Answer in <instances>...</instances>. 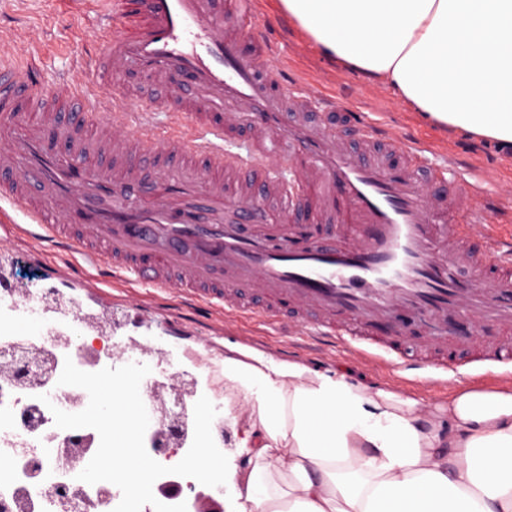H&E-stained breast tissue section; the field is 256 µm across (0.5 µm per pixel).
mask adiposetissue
I'll list each match as a JSON object with an SVG mask.
<instances>
[{"label":"adipose tissue","instance_id":"obj_1","mask_svg":"<svg viewBox=\"0 0 512 512\" xmlns=\"http://www.w3.org/2000/svg\"><path fill=\"white\" fill-rule=\"evenodd\" d=\"M278 6L324 54L438 124L512 144V0ZM222 368L225 512H512L510 380L456 385L434 409L247 345Z\"/></svg>","mask_w":512,"mask_h":512}]
</instances>
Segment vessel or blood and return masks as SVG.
Returning a JSON list of instances; mask_svg holds the SVG:
<instances>
[{"instance_id": "obj_1", "label": "vessel or blood", "mask_w": 512, "mask_h": 512, "mask_svg": "<svg viewBox=\"0 0 512 512\" xmlns=\"http://www.w3.org/2000/svg\"><path fill=\"white\" fill-rule=\"evenodd\" d=\"M77 2L97 19L83 84L50 92L0 60L1 232L57 253L61 277L170 293L413 376L447 369L449 315H478L500 334L471 367H512V232L481 207L482 175L451 176L289 81L273 44L225 34L254 0ZM125 73L146 99L117 91Z\"/></svg>"}]
</instances>
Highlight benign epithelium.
Segmentation results:
<instances>
[{"mask_svg": "<svg viewBox=\"0 0 512 512\" xmlns=\"http://www.w3.org/2000/svg\"><path fill=\"white\" fill-rule=\"evenodd\" d=\"M74 300L56 292L51 293L44 308V317L52 320L49 338L36 344L17 342L13 345L15 353L21 358L43 367L40 377V394L54 398L57 391V371L64 365L65 358L87 371H92L103 362L114 361L122 351L132 347L134 339L117 335L121 324L106 321L96 314L83 315L82 321L88 332L94 334L92 340L77 342L70 328ZM112 336V347L102 348L97 341L104 333ZM197 379L187 370L176 369L170 373L149 375L145 380V392L148 400L146 410L150 423L146 430L145 447L163 453L164 458H171L179 449L191 444L194 437V421L190 420V401L196 394ZM50 444L74 449L66 456L65 466L57 479L58 498L67 497V485L78 482L77 475L84 469L87 457L95 454L97 449L96 434L91 430L68 432L56 429L46 435ZM193 494L194 512H224V489L210 487L197 491L189 486ZM181 483L171 479L158 485V493L163 496H180L187 491ZM118 491L112 487L87 485L85 493L86 506L93 512H112V502Z\"/></svg>", "mask_w": 512, "mask_h": 512, "instance_id": "obj_1", "label": "benign epithelium"}]
</instances>
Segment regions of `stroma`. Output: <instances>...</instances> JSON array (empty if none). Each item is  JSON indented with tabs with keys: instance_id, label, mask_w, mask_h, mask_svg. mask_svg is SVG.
Segmentation results:
<instances>
[{
	"instance_id": "stroma-1",
	"label": "stroma",
	"mask_w": 512,
	"mask_h": 512,
	"mask_svg": "<svg viewBox=\"0 0 512 512\" xmlns=\"http://www.w3.org/2000/svg\"><path fill=\"white\" fill-rule=\"evenodd\" d=\"M256 11L260 31L274 41L292 76L301 75L322 86L335 97L337 105L367 112L373 121L408 133L416 146L433 149L432 160L436 164H447L453 157L483 168L490 176L484 203L496 212L503 209L501 196L512 185V150L464 129L439 125L405 104L393 87L369 81L360 71L324 56L301 27L278 9L277 0H257ZM91 26L90 17L64 12L59 0H0V52L20 64L39 61L49 88L91 69L86 46ZM55 266L50 250L24 240L0 253V276L15 288L46 284L81 301L90 311H110L123 323V335L135 337L141 345L188 353L197 344H205L209 361L196 367L194 373L201 395L211 400L224 393V377L211 364L223 360L228 342L253 346L279 359L301 361L319 369L341 368L350 380L412 394L432 407L447 403L450 389L458 382L491 387L504 378L494 368L478 373L465 368L463 362L472 343L459 337L453 342V359L460 367L436 385L331 347L290 344L286 337L274 335L264 326L231 317L222 319L204 306L149 288L141 289L137 306L130 308L122 287L99 291L86 287L78 276L59 280Z\"/></svg>"
}]
</instances>
